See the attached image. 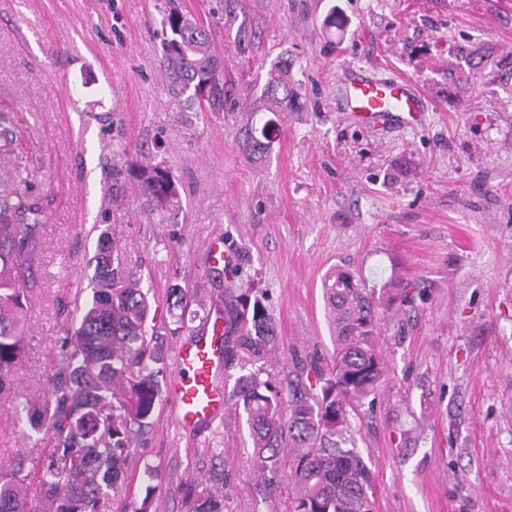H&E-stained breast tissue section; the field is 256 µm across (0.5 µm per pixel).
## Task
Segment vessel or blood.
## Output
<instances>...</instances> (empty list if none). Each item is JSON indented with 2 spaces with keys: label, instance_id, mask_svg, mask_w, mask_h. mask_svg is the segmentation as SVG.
I'll return each instance as SVG.
<instances>
[{
  "label": "vessel or blood",
  "instance_id": "vessel-or-blood-1",
  "mask_svg": "<svg viewBox=\"0 0 512 512\" xmlns=\"http://www.w3.org/2000/svg\"><path fill=\"white\" fill-rule=\"evenodd\" d=\"M344 110L355 122L371 127L418 124L426 108L422 93L405 79L380 80L346 69L341 76ZM215 339L200 334L179 340L174 348L168 399L183 430L209 423L226 410L223 390L215 383Z\"/></svg>",
  "mask_w": 512,
  "mask_h": 512
}]
</instances>
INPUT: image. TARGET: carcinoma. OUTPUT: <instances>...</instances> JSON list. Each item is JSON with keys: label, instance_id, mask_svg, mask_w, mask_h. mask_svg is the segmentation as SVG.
I'll list each match as a JSON object with an SVG mask.
<instances>
[{"label": "carcinoma", "instance_id": "carcinoma-1", "mask_svg": "<svg viewBox=\"0 0 512 512\" xmlns=\"http://www.w3.org/2000/svg\"><path fill=\"white\" fill-rule=\"evenodd\" d=\"M175 2L168 0L159 59L173 102L181 110L220 112L224 59L211 50L204 26ZM291 68L284 57L272 63L261 93L265 111L296 105ZM203 88L209 89L204 103L198 97ZM274 130L272 119L259 129L244 128L251 159L270 151ZM135 177L138 196L150 210L161 213L178 202L164 167L142 165ZM26 184L19 173L0 184V396L11 392L13 373L24 360L22 316L41 287L35 260L42 248L43 206ZM92 261V299L67 332V363L50 393L24 408L31 431L46 433V449L32 473L21 465L0 469V512H101L108 491L127 476L133 427L148 424L162 396L166 356L162 334L150 325L149 291L106 230ZM323 288L336 315L333 363L312 376L295 366L283 378L286 394L268 370L276 327L263 297L251 288L224 290V384H232L224 398L246 420L254 465L294 484L290 512H370L371 474L360 455L341 443L349 410L375 394L385 376L378 304L374 291L348 270L329 273ZM383 292L390 306L414 301L393 283ZM193 512H224V500L205 492Z\"/></svg>", "mask_w": 512, "mask_h": 512}]
</instances>
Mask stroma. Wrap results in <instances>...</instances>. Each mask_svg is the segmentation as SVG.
Returning <instances> with one entry per match:
<instances>
[{
    "mask_svg": "<svg viewBox=\"0 0 512 512\" xmlns=\"http://www.w3.org/2000/svg\"><path fill=\"white\" fill-rule=\"evenodd\" d=\"M224 59L220 112H183L158 65L165 0H0V177L23 173L46 207L42 286L24 315L27 355L0 399V465L33 468L40 435L16 406L47 394L66 362V320L91 296L86 262L109 230L150 292L167 349L203 332L227 283L206 243L239 253L238 286L277 328L273 370L328 367L336 323L322 288L342 267L366 287L421 296L380 309L385 381L350 412L347 447L373 474L374 512H512V0H179ZM300 106L252 162L247 124L280 56ZM410 79L417 128L377 130L342 110L343 68ZM166 167L179 204L141 205L129 167ZM187 293L169 311L168 290ZM234 412L179 429L167 400L137 436L130 478L103 512H288L294 487L251 462ZM153 480H145V472Z\"/></svg>",
    "mask_w": 512,
    "mask_h": 512,
    "instance_id": "stroma-1",
    "label": "stroma"
}]
</instances>
